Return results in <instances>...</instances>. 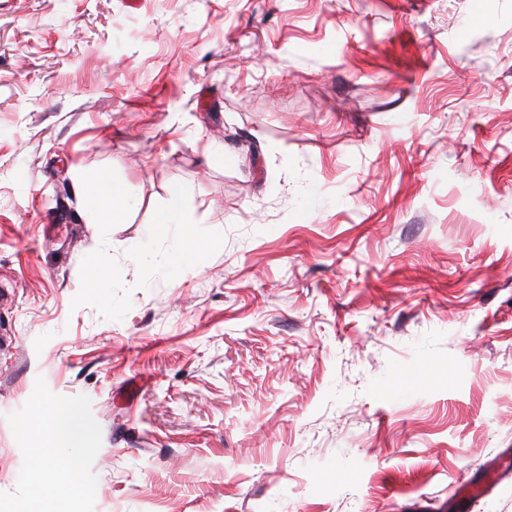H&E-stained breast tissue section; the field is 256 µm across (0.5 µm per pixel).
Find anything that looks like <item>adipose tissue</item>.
Instances as JSON below:
<instances>
[{"mask_svg": "<svg viewBox=\"0 0 512 512\" xmlns=\"http://www.w3.org/2000/svg\"><path fill=\"white\" fill-rule=\"evenodd\" d=\"M154 232L166 238H173L175 259L181 273H194L202 265L207 246L187 227L180 191L171 192L168 201L157 215Z\"/></svg>", "mask_w": 512, "mask_h": 512, "instance_id": "obj_1", "label": "adipose tissue"}]
</instances>
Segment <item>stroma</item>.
I'll return each mask as SVG.
<instances>
[{
  "mask_svg": "<svg viewBox=\"0 0 512 512\" xmlns=\"http://www.w3.org/2000/svg\"><path fill=\"white\" fill-rule=\"evenodd\" d=\"M51 399L87 447L19 432ZM37 493L512 512V0H0V512ZM102 199V210L105 211L112 223L117 224L121 220V216L136 205L137 200L129 195L127 191L120 185L112 183L107 189ZM154 224L156 235L174 238L175 259L180 272L183 275L196 272L205 259L207 246L187 227L189 223L183 210L180 191L170 193ZM36 469L38 486L45 483H59L64 485L66 481V486L70 490L76 489L77 484L73 479V475L66 472L64 476L60 471L62 468L52 465L46 454H40L37 456Z\"/></svg>",
  "mask_w": 512,
  "mask_h": 512,
  "instance_id": "35a3bbf8",
  "label": "stroma"
}]
</instances>
